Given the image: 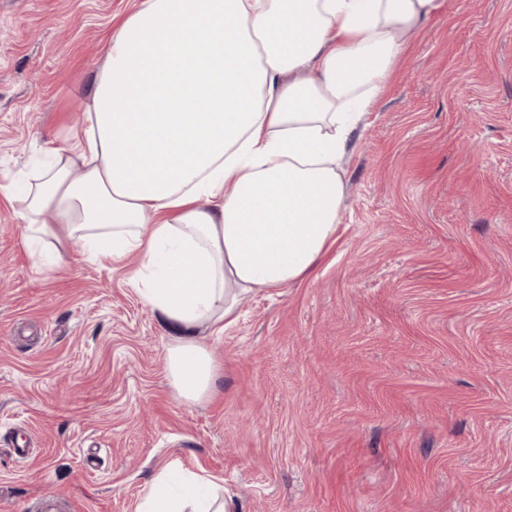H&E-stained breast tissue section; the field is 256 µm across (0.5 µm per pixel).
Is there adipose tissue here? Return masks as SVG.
<instances>
[{"instance_id":"adipose-tissue-1","label":"adipose tissue","mask_w":512,"mask_h":512,"mask_svg":"<svg viewBox=\"0 0 512 512\" xmlns=\"http://www.w3.org/2000/svg\"><path fill=\"white\" fill-rule=\"evenodd\" d=\"M442 0H141L111 33L88 125L17 197L31 239L128 268L170 331L180 395H214L220 368L195 337L247 296L310 278L336 241L337 161ZM80 178H73V171ZM216 484L161 469L136 512H236Z\"/></svg>"}]
</instances>
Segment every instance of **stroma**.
I'll list each match as a JSON object with an SVG mask.
<instances>
[{
	"label": "stroma",
	"mask_w": 512,
	"mask_h": 512,
	"mask_svg": "<svg viewBox=\"0 0 512 512\" xmlns=\"http://www.w3.org/2000/svg\"><path fill=\"white\" fill-rule=\"evenodd\" d=\"M138 2L0 0V180L72 142ZM354 140L336 244L205 336L196 402L125 269L0 197V512H135L167 464L237 512H512V0H445Z\"/></svg>",
	"instance_id": "1"
}]
</instances>
